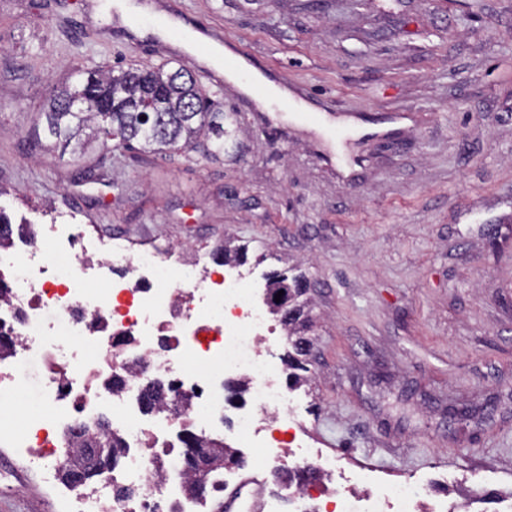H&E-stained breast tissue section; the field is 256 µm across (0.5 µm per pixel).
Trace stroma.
I'll use <instances>...</instances> for the list:
<instances>
[{
	"label": "stroma",
	"instance_id": "35a3bbf8",
	"mask_svg": "<svg viewBox=\"0 0 512 512\" xmlns=\"http://www.w3.org/2000/svg\"><path fill=\"white\" fill-rule=\"evenodd\" d=\"M223 38L263 75L365 125L419 121L394 139L323 137L258 110L152 37L121 38L112 0H0V206L212 251L246 245L255 278L299 265L312 283L310 381L291 432L369 470L456 499L481 470L512 489V0H142ZM192 66L240 129L233 152L165 160L33 149L32 118L78 65ZM357 182L341 178L347 156ZM0 512H58L20 468Z\"/></svg>",
	"mask_w": 512,
	"mask_h": 512
}]
</instances>
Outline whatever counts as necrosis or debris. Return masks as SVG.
<instances>
[{
	"label": "necrosis or debris",
	"instance_id": "4bbe7bcc",
	"mask_svg": "<svg viewBox=\"0 0 512 512\" xmlns=\"http://www.w3.org/2000/svg\"><path fill=\"white\" fill-rule=\"evenodd\" d=\"M170 248L133 252L120 239L77 224H47L39 243L23 235L0 246V406L27 388L17 366L34 360L37 397L0 445L54 490L61 512H206L189 496L185 439L212 427L213 411L236 382L250 408L222 416L249 448L248 462L280 474L285 461L316 466L325 484H280L267 512H452L426 485L399 482L360 492L328 488L335 457L274 436L293 403L278 378L274 347L284 335L265 296L234 268L212 277L206 257L174 260ZM157 384L171 398L147 409ZM108 423L124 442L117 466L81 485L61 478L83 429Z\"/></svg>",
	"mask_w": 512,
	"mask_h": 512
}]
</instances>
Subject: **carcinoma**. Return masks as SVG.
<instances>
[{
	"mask_svg": "<svg viewBox=\"0 0 512 512\" xmlns=\"http://www.w3.org/2000/svg\"><path fill=\"white\" fill-rule=\"evenodd\" d=\"M75 80L54 91L43 109L33 118L35 138L40 133L54 140L62 150L72 148L81 155L91 143L103 148L116 145L118 156L140 145L145 154L172 157L170 150L181 146L187 151L198 147L213 156H224V145L235 140L237 128L224 123L221 103L213 98L199 78L182 66L169 62L143 68L131 67L115 72L100 66L77 68ZM146 119H141V116ZM298 312L288 319V349L283 362L291 386L307 379L309 350L302 346L313 329L309 315L310 290L305 273L297 268L274 271L269 277L268 296L272 297L271 312L278 313L274 300L279 291ZM96 448L100 456L117 462L122 442L109 429L98 426L87 432L76 451L72 466L95 473L97 462L88 449ZM209 449L208 468L224 466L233 454L222 441L190 436L186 440L184 459L195 449Z\"/></svg>",
	"mask_w": 512,
	"mask_h": 512,
	"instance_id": "carcinoma-1",
	"label": "carcinoma"
}]
</instances>
